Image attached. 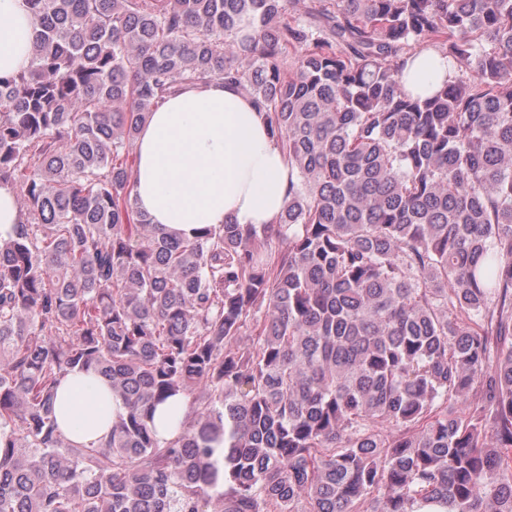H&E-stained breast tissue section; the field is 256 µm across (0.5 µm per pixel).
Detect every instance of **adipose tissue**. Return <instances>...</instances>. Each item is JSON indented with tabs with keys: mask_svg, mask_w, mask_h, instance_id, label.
<instances>
[{
	"mask_svg": "<svg viewBox=\"0 0 512 512\" xmlns=\"http://www.w3.org/2000/svg\"><path fill=\"white\" fill-rule=\"evenodd\" d=\"M38 28L28 0H0V78L30 67ZM452 72L432 50L415 53L404 81L430 92ZM132 198L167 232L191 237L225 220L277 223L295 179L266 115L236 86L214 80L164 98L135 141ZM54 411L62 433L77 445H101L126 411L110 384L94 372L64 374Z\"/></svg>",
	"mask_w": 512,
	"mask_h": 512,
	"instance_id": "obj_1",
	"label": "adipose tissue"
}]
</instances>
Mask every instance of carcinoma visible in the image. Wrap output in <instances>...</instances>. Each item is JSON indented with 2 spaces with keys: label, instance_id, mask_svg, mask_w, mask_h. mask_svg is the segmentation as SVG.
Returning a JSON list of instances; mask_svg holds the SVG:
<instances>
[{
  "label": "carcinoma",
  "instance_id": "1",
  "mask_svg": "<svg viewBox=\"0 0 512 512\" xmlns=\"http://www.w3.org/2000/svg\"><path fill=\"white\" fill-rule=\"evenodd\" d=\"M28 2L30 69L0 79L26 215L0 242V512H512V0ZM411 40L471 76L408 89ZM210 80L296 182L277 223L185 239L134 207L128 156ZM72 370L126 406L103 445L58 429ZM188 405L182 396L170 398L157 406L153 415V424L159 439L166 441L173 438L185 419Z\"/></svg>",
  "mask_w": 512,
  "mask_h": 512
}]
</instances>
